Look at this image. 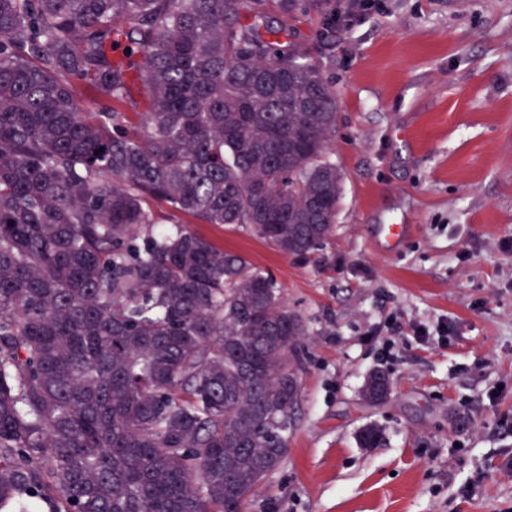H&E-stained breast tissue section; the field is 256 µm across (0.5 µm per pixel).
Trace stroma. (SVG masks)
I'll return each instance as SVG.
<instances>
[{
  "label": "stroma",
  "instance_id": "obj_1",
  "mask_svg": "<svg viewBox=\"0 0 512 512\" xmlns=\"http://www.w3.org/2000/svg\"><path fill=\"white\" fill-rule=\"evenodd\" d=\"M346 2L261 0L336 92L332 236L287 257L150 204L271 274L306 327L286 457L243 512H512V0H372L348 29ZM390 393L391 382L388 374L383 370L371 372L363 387V398L370 402L380 403L387 399Z\"/></svg>",
  "mask_w": 512,
  "mask_h": 512
}]
</instances>
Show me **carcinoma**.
<instances>
[{
    "mask_svg": "<svg viewBox=\"0 0 512 512\" xmlns=\"http://www.w3.org/2000/svg\"><path fill=\"white\" fill-rule=\"evenodd\" d=\"M336 109L248 0H0V512H242L286 455L305 326L148 201L310 255ZM390 393L371 372L363 398Z\"/></svg>",
    "mask_w": 512,
    "mask_h": 512,
    "instance_id": "obj_1",
    "label": "carcinoma"
}]
</instances>
